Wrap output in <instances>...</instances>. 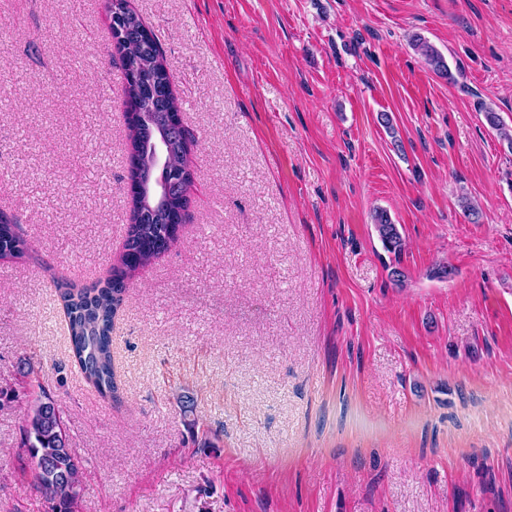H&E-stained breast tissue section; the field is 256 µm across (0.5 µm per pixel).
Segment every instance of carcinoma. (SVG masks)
<instances>
[{
    "label": "carcinoma",
    "instance_id": "cac0c4a2",
    "mask_svg": "<svg viewBox=\"0 0 512 512\" xmlns=\"http://www.w3.org/2000/svg\"><path fill=\"white\" fill-rule=\"evenodd\" d=\"M126 31L118 42L122 49L126 113L142 114L141 121L128 124L130 158L140 157V144L163 113L181 111L174 93L163 51L157 40H146L141 17L127 9ZM413 49L438 77L452 79L448 64L437 48L416 35ZM486 122L499 138L512 147V126L504 123L492 109L484 110ZM171 164L191 177L188 143L192 134L184 127L172 131ZM132 224L129 225L123 252L105 281L79 283L66 277L55 280V288L67 323L68 350L85 381L103 398H115L118 386L112 359L114 319L135 274L166 253L178 241L182 220L188 208V195L174 191L169 216L156 217L138 198H131ZM373 224L384 250L401 254L404 239L386 211L377 210ZM29 253L19 225L0 220V259L21 260ZM21 388L30 389L31 401L20 429V447L28 449L37 488L52 502V512H78L84 471L70 437L63 413L50 390L34 377L31 362L21 364Z\"/></svg>",
    "mask_w": 512,
    "mask_h": 512
}]
</instances>
